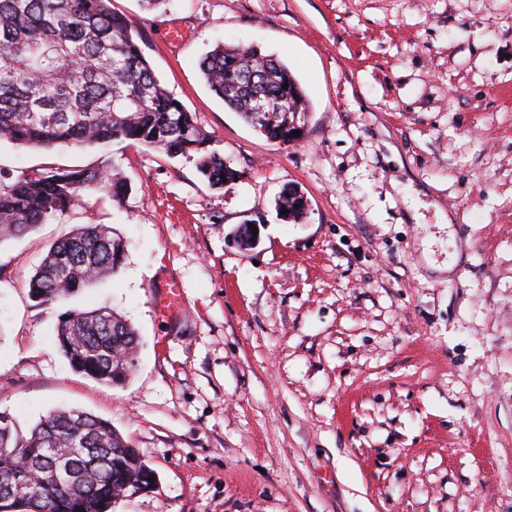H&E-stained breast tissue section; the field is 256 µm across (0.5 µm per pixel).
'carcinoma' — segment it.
I'll return each instance as SVG.
<instances>
[{
  "label": "carcinoma",
  "instance_id": "obj_1",
  "mask_svg": "<svg viewBox=\"0 0 512 512\" xmlns=\"http://www.w3.org/2000/svg\"><path fill=\"white\" fill-rule=\"evenodd\" d=\"M136 36L132 23L112 11V0H0V137L42 149L119 141L170 156L195 152L211 186L236 180L224 156L206 151L207 135L162 85ZM199 68L208 88L268 140H302L286 112L271 111L270 126L255 121L260 102L307 113L303 90L284 63L254 48L218 45ZM102 189L121 200L126 184L118 169L0 175V243L65 214L80 193ZM276 207L296 221L305 217L307 200L289 188ZM125 251L108 227L82 224L51 246L29 280V295L39 306L64 300L115 273ZM56 336L73 369L111 385L127 381L139 334L112 308L70 310ZM154 484L137 450L91 413L51 410L26 436L0 415V512H109L117 499Z\"/></svg>",
  "mask_w": 512,
  "mask_h": 512
}]
</instances>
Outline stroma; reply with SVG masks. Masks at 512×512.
I'll use <instances>...</instances> for the list:
<instances>
[{
  "mask_svg": "<svg viewBox=\"0 0 512 512\" xmlns=\"http://www.w3.org/2000/svg\"><path fill=\"white\" fill-rule=\"evenodd\" d=\"M156 75L239 173L197 154L0 139V169L119 165L122 202L0 244V412L75 407L154 470L113 512H512V0H112ZM277 57L308 105L278 145L205 86L217 44ZM301 189L305 218L274 201ZM254 224L259 243L231 233ZM79 224L117 273L50 307L28 280ZM182 305H161L169 284ZM111 307L140 336L121 386L74 371L55 325Z\"/></svg>",
  "mask_w": 512,
  "mask_h": 512,
  "instance_id": "obj_1",
  "label": "stroma"
}]
</instances>
